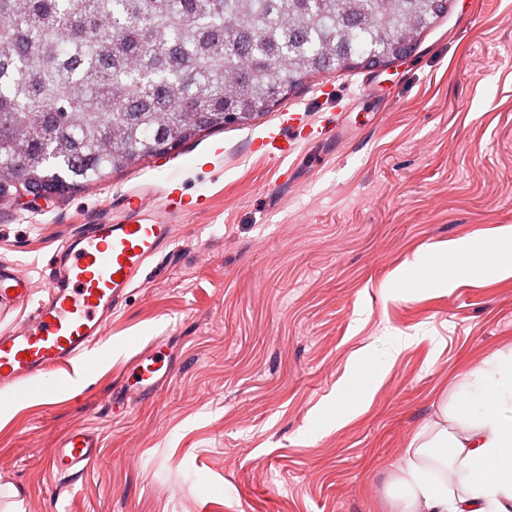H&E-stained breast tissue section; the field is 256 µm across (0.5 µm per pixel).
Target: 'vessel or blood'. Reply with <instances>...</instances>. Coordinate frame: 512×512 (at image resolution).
I'll return each mask as SVG.
<instances>
[{
	"instance_id": "vessel-or-blood-1",
	"label": "vessel or blood",
	"mask_w": 512,
	"mask_h": 512,
	"mask_svg": "<svg viewBox=\"0 0 512 512\" xmlns=\"http://www.w3.org/2000/svg\"><path fill=\"white\" fill-rule=\"evenodd\" d=\"M210 208L209 196H187L173 171L160 184L126 191L117 218L82 225L56 256L47 300L24 326L0 335V390L18 401L34 386L50 402L65 385L57 370L95 368L103 356V325L149 260L172 244L177 224ZM31 292L30 278L16 276L11 265L0 266V306L27 303ZM132 361L139 397L151 396L171 376L163 359L139 353ZM96 446L91 433L70 430L47 467L59 474L83 471Z\"/></svg>"
}]
</instances>
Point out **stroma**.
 <instances>
[{"instance_id":"1","label":"stroma","mask_w":512,"mask_h":512,"mask_svg":"<svg viewBox=\"0 0 512 512\" xmlns=\"http://www.w3.org/2000/svg\"><path fill=\"white\" fill-rule=\"evenodd\" d=\"M289 107L330 137L249 154L284 136ZM173 167L211 211L131 288L86 382L0 404V512L10 485L21 512H389L415 434L463 373L512 352V275L490 256L446 285L431 273L433 244L512 225V0H450L385 69L315 75L248 124L0 205V262L34 284L30 303L0 311V333L46 299L49 260L82 221ZM151 344L172 379L111 408ZM364 353L379 379L344 391ZM74 428L97 438L96 461L56 476L45 461Z\"/></svg>"}]
</instances>
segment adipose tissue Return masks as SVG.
<instances>
[{
  "mask_svg": "<svg viewBox=\"0 0 512 512\" xmlns=\"http://www.w3.org/2000/svg\"><path fill=\"white\" fill-rule=\"evenodd\" d=\"M440 280L452 277L463 258L495 252L512 258V227L494 239L451 240L436 248ZM452 450L469 479L449 488L426 464L430 449ZM398 492L391 512H512V354L495 355L462 377L454 410L438 408L409 443L397 465Z\"/></svg>",
  "mask_w": 512,
  "mask_h": 512,
  "instance_id": "1",
  "label": "adipose tissue"
}]
</instances>
